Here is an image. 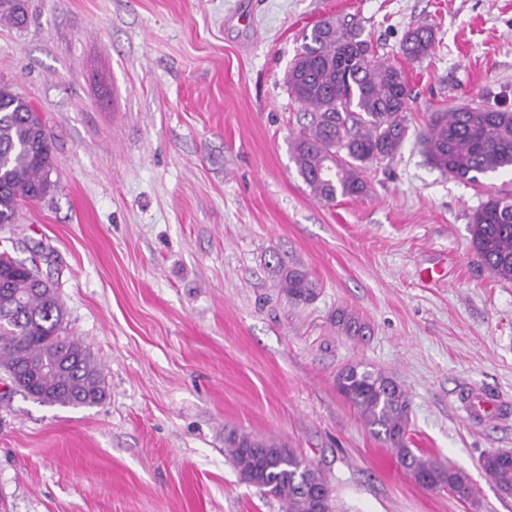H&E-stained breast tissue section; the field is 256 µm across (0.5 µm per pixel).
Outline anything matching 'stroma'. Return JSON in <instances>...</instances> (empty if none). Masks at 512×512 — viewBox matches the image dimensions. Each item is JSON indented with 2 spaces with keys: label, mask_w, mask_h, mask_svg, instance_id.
<instances>
[{
  "label": "stroma",
  "mask_w": 512,
  "mask_h": 512,
  "mask_svg": "<svg viewBox=\"0 0 512 512\" xmlns=\"http://www.w3.org/2000/svg\"><path fill=\"white\" fill-rule=\"evenodd\" d=\"M0 21V83L52 138V191L0 228L60 284L64 334L100 363L98 405H46L0 372V512H284L243 483L235 428L320 468L333 512H512L481 468L512 451V281L469 224L512 173L465 183L416 135L432 113L512 108V0H25ZM350 14L411 89L408 138L367 195L317 200L288 149V67L320 19ZM435 49L403 59L408 29ZM319 287L291 303L277 263ZM358 317L360 335L336 323ZM393 376L416 454L466 472L462 499L417 483L338 391L348 364ZM502 404L468 418V394Z\"/></svg>",
  "instance_id": "obj_1"
}]
</instances>
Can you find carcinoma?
I'll return each mask as SVG.
<instances>
[{
    "instance_id": "cac0c4a2",
    "label": "carcinoma",
    "mask_w": 512,
    "mask_h": 512,
    "mask_svg": "<svg viewBox=\"0 0 512 512\" xmlns=\"http://www.w3.org/2000/svg\"><path fill=\"white\" fill-rule=\"evenodd\" d=\"M0 21L21 25L23 0H0ZM288 68L286 83L306 109L307 123L289 142L296 168L312 193L324 201L359 197L368 190L367 164L393 157L408 128L411 92L403 70L379 58L354 18H326L304 36ZM433 28L421 24L402 41V54L422 61L432 54ZM427 162L471 184L489 173L512 170V110L470 103L436 112L418 135ZM55 169L51 135L31 102L0 84V224H11L21 203L47 195ZM471 245L497 278L512 280V195L487 197L473 214ZM281 288L295 303L315 299L317 283L292 267L280 268ZM64 305L52 283L35 266L0 252V367L25 379L22 392L42 403L77 407L99 404L106 395L103 371L76 341L63 335ZM69 371L55 369L62 355ZM336 386L366 426L397 450L401 464L423 486L446 487L468 499V476L408 448L405 433L410 400L392 376L360 363L342 368ZM224 447L239 479L280 500L285 512H331L332 490L323 472L276 438L238 431L224 435ZM483 473L512 494V452H491Z\"/></svg>"
}]
</instances>
